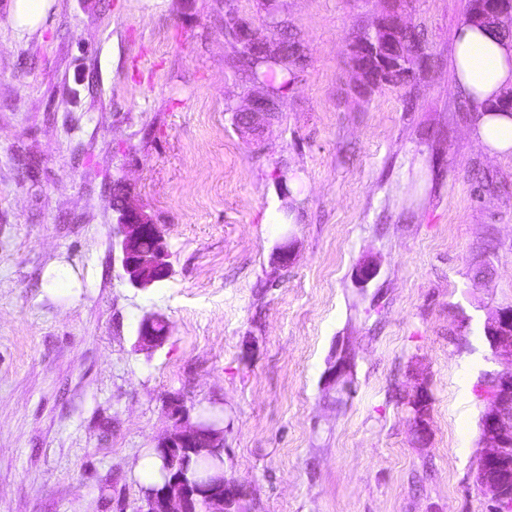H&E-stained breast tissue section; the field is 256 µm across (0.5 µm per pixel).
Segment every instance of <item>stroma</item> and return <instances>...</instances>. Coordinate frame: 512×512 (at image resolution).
<instances>
[{
  "label": "stroma",
  "mask_w": 512,
  "mask_h": 512,
  "mask_svg": "<svg viewBox=\"0 0 512 512\" xmlns=\"http://www.w3.org/2000/svg\"><path fill=\"white\" fill-rule=\"evenodd\" d=\"M380 5L278 0L309 62L257 143L224 39L226 8L262 23L257 0H0V512H138L172 395L220 419L253 512H487L478 388L498 368L484 325L512 306V154L480 143L456 85L466 0H411L432 68L353 94L347 45ZM120 180L169 245L146 290L112 234ZM148 312L169 325L152 351ZM345 348L348 394L324 381ZM154 317L151 315L145 316L138 326V341L146 349L161 345L167 335V329L162 332L156 330V320L159 329H163L167 326L165 319L158 315H154ZM410 400L414 405V408H418L420 411L416 415L414 420L415 432L428 433L429 425L427 420V411L431 397L426 387L416 386L410 396Z\"/></svg>",
  "instance_id": "35a3bbf8"
}]
</instances>
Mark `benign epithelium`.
Listing matches in <instances>:
<instances>
[{
  "mask_svg": "<svg viewBox=\"0 0 512 512\" xmlns=\"http://www.w3.org/2000/svg\"><path fill=\"white\" fill-rule=\"evenodd\" d=\"M406 7L398 0H383L376 14L372 40H352L348 56L354 59L359 74L356 92L361 94L379 80L404 82L414 73H424L432 67V56L424 48L413 53V63L402 65L394 35L407 29ZM224 31L248 48L253 58H277L291 62L295 71L305 68L308 52L304 45L290 48L272 34L259 36L233 9L224 13ZM280 97L266 90L251 94L238 112L236 128L255 140L263 134L278 114ZM121 199L116 213L115 236L120 247L123 277L134 288L145 289L162 283L173 275L164 232L144 207L137 203L129 185L119 182ZM292 247L288 241L279 243L272 253V264L287 266ZM138 341L146 349L161 345L167 331L156 330L153 316L144 317L138 326ZM499 369L484 385L482 397L488 407L481 421V442L475 482L487 496L489 512H512V423L503 421L504 410L512 409V307L498 310L485 325ZM419 409L414 420L415 431L428 433L427 411L431 397L426 387L417 386L410 396ZM172 428L161 436L156 447L170 461L165 483L161 487L142 490V512H239L246 501L245 487L220 471L200 481L192 480L180 467L191 455L208 454L224 447V432L202 423L189 422V411L178 397L167 401Z\"/></svg>",
  "mask_w": 512,
  "mask_h": 512,
  "instance_id": "7a95c632",
  "label": "benign epithelium"
}]
</instances>
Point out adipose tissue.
Listing matches in <instances>:
<instances>
[{"instance_id":"obj_1","label":"adipose tissue","mask_w":512,"mask_h":512,"mask_svg":"<svg viewBox=\"0 0 512 512\" xmlns=\"http://www.w3.org/2000/svg\"><path fill=\"white\" fill-rule=\"evenodd\" d=\"M457 82L478 102L496 99L512 90V40L496 28L463 25L455 46ZM477 136L489 150L512 152V114L490 110L479 122Z\"/></svg>"}]
</instances>
